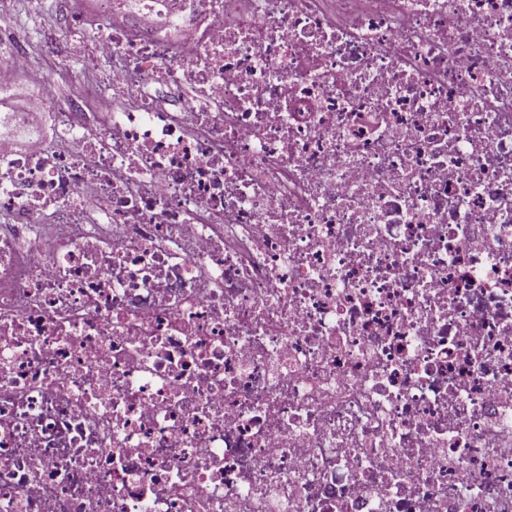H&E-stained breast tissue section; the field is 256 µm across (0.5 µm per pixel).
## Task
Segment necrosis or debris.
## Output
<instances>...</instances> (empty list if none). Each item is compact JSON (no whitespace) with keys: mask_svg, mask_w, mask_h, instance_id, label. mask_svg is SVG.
Listing matches in <instances>:
<instances>
[{"mask_svg":"<svg viewBox=\"0 0 512 512\" xmlns=\"http://www.w3.org/2000/svg\"><path fill=\"white\" fill-rule=\"evenodd\" d=\"M68 37L0 123V512H512V0Z\"/></svg>","mask_w":512,"mask_h":512,"instance_id":"4bbe7bcc","label":"necrosis or debris"}]
</instances>
